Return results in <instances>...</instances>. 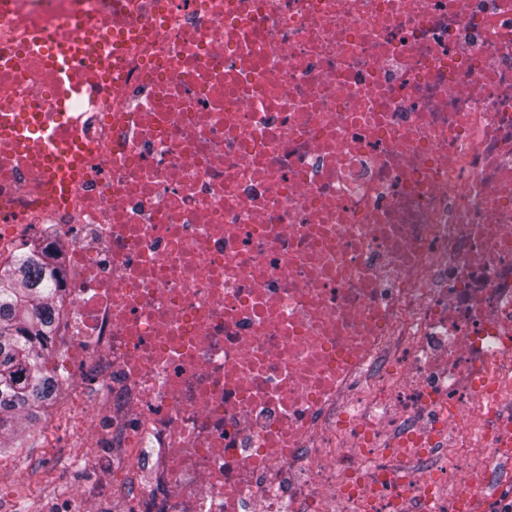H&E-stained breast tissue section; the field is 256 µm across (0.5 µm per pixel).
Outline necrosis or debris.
Returning a JSON list of instances; mask_svg holds the SVG:
<instances>
[{"instance_id":"obj_1","label":"necrosis or debris","mask_w":512,"mask_h":512,"mask_svg":"<svg viewBox=\"0 0 512 512\" xmlns=\"http://www.w3.org/2000/svg\"><path fill=\"white\" fill-rule=\"evenodd\" d=\"M31 233L67 512H512V0H0Z\"/></svg>"}]
</instances>
